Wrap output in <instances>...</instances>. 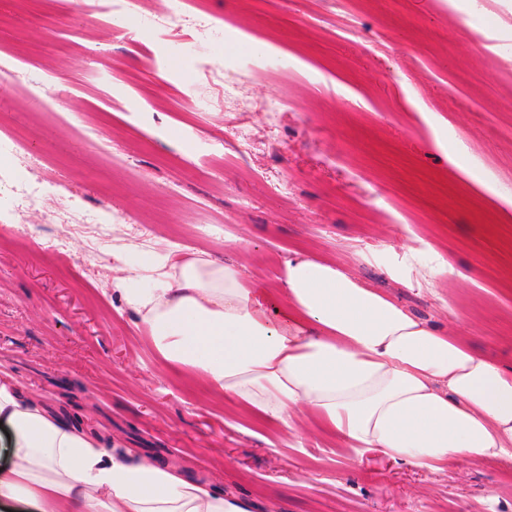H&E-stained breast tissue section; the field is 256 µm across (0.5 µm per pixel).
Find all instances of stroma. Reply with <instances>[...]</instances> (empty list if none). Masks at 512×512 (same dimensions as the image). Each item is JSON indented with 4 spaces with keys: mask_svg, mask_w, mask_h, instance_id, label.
Segmentation results:
<instances>
[{
    "mask_svg": "<svg viewBox=\"0 0 512 512\" xmlns=\"http://www.w3.org/2000/svg\"><path fill=\"white\" fill-rule=\"evenodd\" d=\"M97 8L0 0V114L26 137L0 138V186L22 167L38 187L0 189V371L104 446L250 512H512V461L352 462L317 425L225 411L112 286L131 243L267 285L309 254L511 370L512 0ZM279 95L272 126L257 107ZM51 204L106 225L98 250L60 240Z\"/></svg>",
    "mask_w": 512,
    "mask_h": 512,
    "instance_id": "stroma-1",
    "label": "stroma"
}]
</instances>
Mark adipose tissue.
<instances>
[{"mask_svg": "<svg viewBox=\"0 0 512 512\" xmlns=\"http://www.w3.org/2000/svg\"><path fill=\"white\" fill-rule=\"evenodd\" d=\"M119 261L118 290L160 356L235 407L286 429L314 414L354 459L381 450L433 472L512 460V371L336 265L297 256L261 288L200 250L133 245ZM0 423V512H249L171 467L111 453L2 373Z\"/></svg>", "mask_w": 512, "mask_h": 512, "instance_id": "1", "label": "adipose tissue"}]
</instances>
